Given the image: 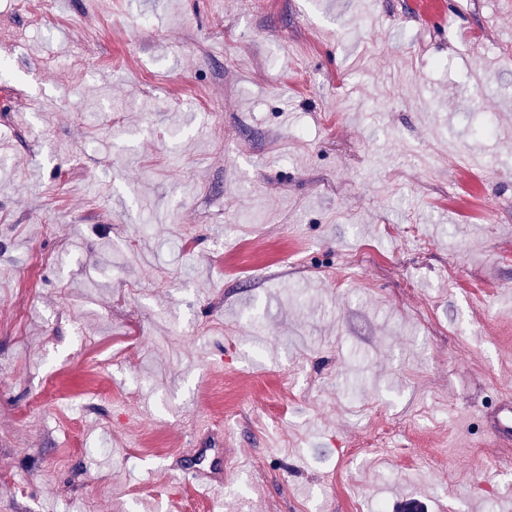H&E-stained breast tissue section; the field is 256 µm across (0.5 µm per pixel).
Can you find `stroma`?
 Instances as JSON below:
<instances>
[{
  "label": "stroma",
  "mask_w": 512,
  "mask_h": 512,
  "mask_svg": "<svg viewBox=\"0 0 512 512\" xmlns=\"http://www.w3.org/2000/svg\"><path fill=\"white\" fill-rule=\"evenodd\" d=\"M434 2L0 0V512H512V0Z\"/></svg>",
  "instance_id": "35a3bbf8"
}]
</instances>
